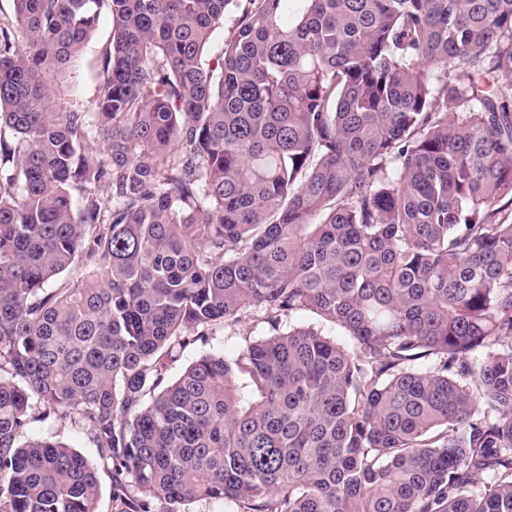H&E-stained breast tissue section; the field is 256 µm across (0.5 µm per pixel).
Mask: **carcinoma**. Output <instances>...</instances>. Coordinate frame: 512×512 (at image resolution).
<instances>
[{"instance_id": "cac0c4a2", "label": "carcinoma", "mask_w": 512, "mask_h": 512, "mask_svg": "<svg viewBox=\"0 0 512 512\" xmlns=\"http://www.w3.org/2000/svg\"><path fill=\"white\" fill-rule=\"evenodd\" d=\"M12 3L0 512H512V0ZM111 31V19L105 8L101 9L94 36L72 60L67 73L59 82L61 102L87 109L95 97L100 79L99 57L107 45ZM251 330L255 331L253 335L261 333L260 328H252L251 324H243L239 327L237 326L226 329L218 328L212 337L209 338L206 345L201 342H197L195 345L190 346L183 352L179 361L173 366V375L177 374L181 369L204 353L218 355L224 353L226 356L232 355L243 343V336H240V334H249ZM35 433L37 435L53 433L54 435H57L59 440L68 444L89 460L95 461V448H92L86 434L81 430L65 428L56 431L55 427L51 428L47 425L39 424L35 429ZM98 484L95 512H117V503L112 500V477L107 469L98 467Z\"/></svg>"}]
</instances>
